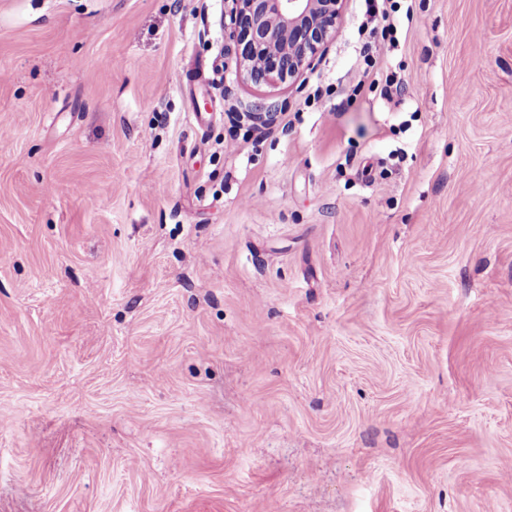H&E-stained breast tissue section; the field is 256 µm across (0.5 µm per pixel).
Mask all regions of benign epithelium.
<instances>
[{
	"label": "benign epithelium",
	"instance_id": "benign-epithelium-1",
	"mask_svg": "<svg viewBox=\"0 0 512 512\" xmlns=\"http://www.w3.org/2000/svg\"><path fill=\"white\" fill-rule=\"evenodd\" d=\"M344 0H224V68L256 86L294 81L313 69L335 37ZM276 105L245 113L267 125Z\"/></svg>",
	"mask_w": 512,
	"mask_h": 512
}]
</instances>
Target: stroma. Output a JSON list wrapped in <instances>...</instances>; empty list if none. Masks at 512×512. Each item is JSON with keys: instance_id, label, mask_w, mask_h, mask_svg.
<instances>
[{"instance_id": "1", "label": "stroma", "mask_w": 512, "mask_h": 512, "mask_svg": "<svg viewBox=\"0 0 512 512\" xmlns=\"http://www.w3.org/2000/svg\"><path fill=\"white\" fill-rule=\"evenodd\" d=\"M412 5L345 107L364 0H0V512H512V0ZM344 0H224V68L256 86L312 70L335 37Z\"/></svg>"}]
</instances>
